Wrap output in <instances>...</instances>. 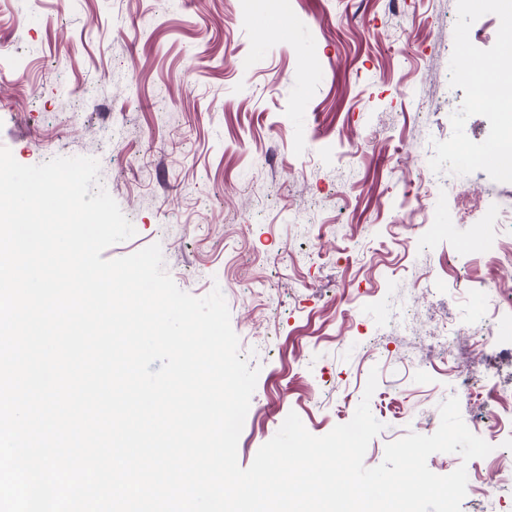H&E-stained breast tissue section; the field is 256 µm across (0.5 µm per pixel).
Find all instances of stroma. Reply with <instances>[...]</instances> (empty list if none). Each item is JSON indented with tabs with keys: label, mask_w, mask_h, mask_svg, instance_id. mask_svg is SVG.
<instances>
[{
	"label": "stroma",
	"mask_w": 512,
	"mask_h": 512,
	"mask_svg": "<svg viewBox=\"0 0 512 512\" xmlns=\"http://www.w3.org/2000/svg\"><path fill=\"white\" fill-rule=\"evenodd\" d=\"M504 19L493 0H0V146L24 165L89 156L135 235L159 244L176 285L220 287L259 376L241 467L296 413L313 435L348 423L370 370L387 443L433 434L458 397L469 430H498L499 458L466 465L461 512H512V200L487 158L496 117L471 105L460 58L488 63ZM479 165L454 168L449 150ZM461 373L433 351L446 326ZM499 474V490L487 483Z\"/></svg>",
	"instance_id": "35a3bbf8"
}]
</instances>
